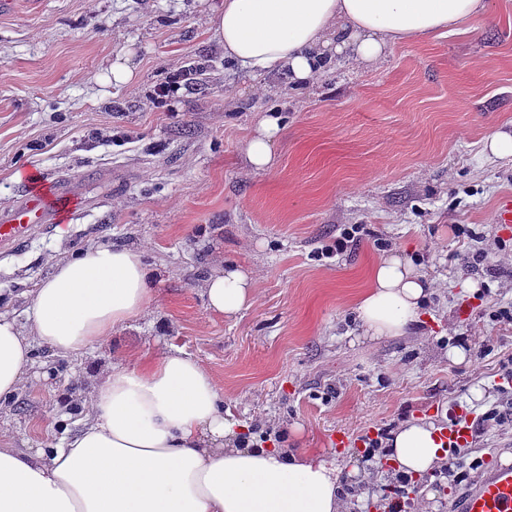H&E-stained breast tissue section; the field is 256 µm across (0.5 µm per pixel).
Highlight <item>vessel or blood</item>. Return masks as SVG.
<instances>
[{"label":"vessel or blood","mask_w":512,"mask_h":512,"mask_svg":"<svg viewBox=\"0 0 512 512\" xmlns=\"http://www.w3.org/2000/svg\"><path fill=\"white\" fill-rule=\"evenodd\" d=\"M78 210L66 189L56 186L45 191L29 187L9 209L0 212V250H16L36 231L72 219ZM459 512H512V466L481 471L462 499Z\"/></svg>","instance_id":"b4317fda"}]
</instances>
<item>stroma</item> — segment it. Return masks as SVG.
<instances>
[{"mask_svg": "<svg viewBox=\"0 0 512 512\" xmlns=\"http://www.w3.org/2000/svg\"><path fill=\"white\" fill-rule=\"evenodd\" d=\"M218 0H18L0 16V210L20 174L68 179L86 209L0 254V311L26 322L53 264L88 245L128 248L150 272L148 311L81 358L35 345L31 377L0 405V442L34 453L85 418V392L131 353L176 347L215 378L225 414L270 447L358 469L343 489L364 512L391 466L362 458L361 435L415 419L512 409V161L484 140L512 131V0L446 35L394 46L376 65L343 62L296 89L224 57L206 19ZM129 59L134 79L109 68ZM205 82L166 102L168 76ZM279 114L274 167L242 147ZM350 224L356 242L325 257ZM460 225L453 233L452 225ZM482 256L462 266L460 254ZM409 258L431 283L414 331L365 337L356 303L380 259ZM250 269L254 302L227 317L204 295L217 259ZM465 345L456 363L449 349ZM471 451L512 456V427L474 434ZM475 472L419 476L416 512H458Z\"/></svg>", "mask_w": 512, "mask_h": 512, "instance_id": "stroma-1", "label": "stroma"}]
</instances>
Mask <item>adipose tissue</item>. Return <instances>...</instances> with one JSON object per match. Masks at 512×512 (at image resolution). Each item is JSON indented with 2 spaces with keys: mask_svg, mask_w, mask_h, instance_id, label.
<instances>
[{
  "mask_svg": "<svg viewBox=\"0 0 512 512\" xmlns=\"http://www.w3.org/2000/svg\"><path fill=\"white\" fill-rule=\"evenodd\" d=\"M487 0H224L209 17L224 55L250 75L284 70L315 81L334 55L381 61L393 45L448 32L482 17ZM276 115L262 117L244 147L257 171L275 164ZM430 284L390 256L370 271L358 317L365 335L405 334L420 319ZM250 271L224 265L206 284L213 310L251 304ZM148 271L136 252L92 247L55 264L35 288L27 324L0 314V401L26 380L34 343L85 354L147 311ZM88 417L62 444L28 454L0 448V512H344L335 461L285 448L243 446L224 416L214 377L172 349L107 371L87 395ZM390 459L406 474L442 455L433 423L393 432Z\"/></svg>",
  "mask_w": 512,
  "mask_h": 512,
  "instance_id": "ef3b65f1",
  "label": "adipose tissue"
}]
</instances>
